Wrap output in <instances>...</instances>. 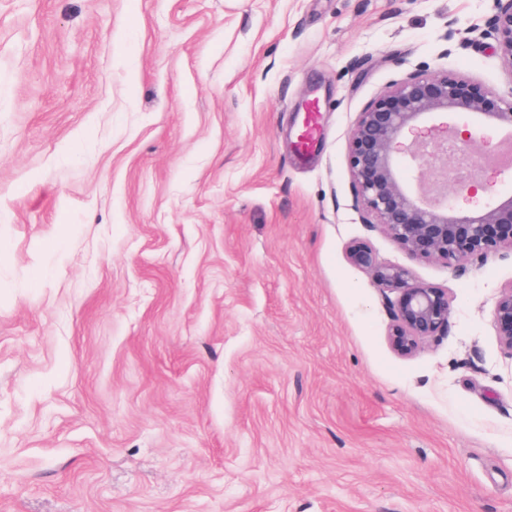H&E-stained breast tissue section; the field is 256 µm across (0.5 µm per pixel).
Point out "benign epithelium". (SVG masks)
Masks as SVG:
<instances>
[{"label": "benign epithelium", "instance_id": "obj_1", "mask_svg": "<svg viewBox=\"0 0 512 512\" xmlns=\"http://www.w3.org/2000/svg\"><path fill=\"white\" fill-rule=\"evenodd\" d=\"M484 25L467 33L493 38L502 66L512 73V0H492ZM459 114L470 124L460 132L427 124L440 114ZM512 126V96L446 70L418 69L392 81L359 113L350 130L347 160L362 223L379 229L408 255L454 267L502 250L512 252V195L464 208L448 198V160L456 163L466 201L477 196L476 182L492 179L512 166L477 165L474 151L489 143L485 131ZM416 171L415 186L406 184L402 164ZM348 262L364 270L386 299L391 325L390 347L398 355H415L422 343L447 333L451 315L448 290L416 280L403 265L378 261L363 242L346 249ZM499 341L512 351V284L493 307Z\"/></svg>", "mask_w": 512, "mask_h": 512}]
</instances>
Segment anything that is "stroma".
Here are the masks:
<instances>
[{
    "instance_id": "35a3bbf8",
    "label": "stroma",
    "mask_w": 512,
    "mask_h": 512,
    "mask_svg": "<svg viewBox=\"0 0 512 512\" xmlns=\"http://www.w3.org/2000/svg\"><path fill=\"white\" fill-rule=\"evenodd\" d=\"M490 8L0 0V512H512V253L412 258L347 162L407 73L512 90ZM354 241L444 336L392 351ZM493 326L501 344L512 353V284L504 287L496 298Z\"/></svg>"
}]
</instances>
